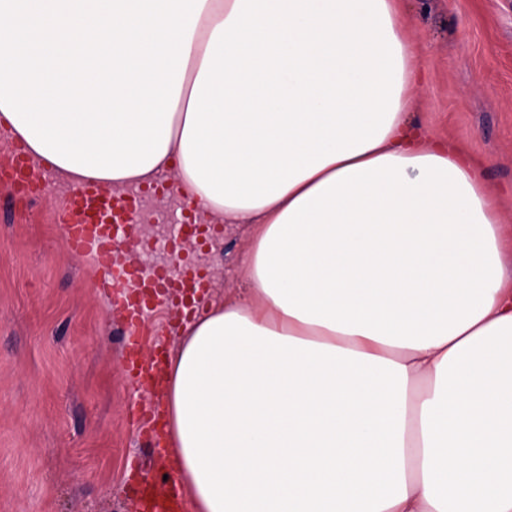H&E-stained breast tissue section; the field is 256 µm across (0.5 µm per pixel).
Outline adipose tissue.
Listing matches in <instances>:
<instances>
[{
    "label": "adipose tissue",
    "mask_w": 512,
    "mask_h": 512,
    "mask_svg": "<svg viewBox=\"0 0 512 512\" xmlns=\"http://www.w3.org/2000/svg\"><path fill=\"white\" fill-rule=\"evenodd\" d=\"M401 0H0V129L69 185L169 176L254 227L187 323L164 446L192 512H512V255L413 121Z\"/></svg>",
    "instance_id": "1"
}]
</instances>
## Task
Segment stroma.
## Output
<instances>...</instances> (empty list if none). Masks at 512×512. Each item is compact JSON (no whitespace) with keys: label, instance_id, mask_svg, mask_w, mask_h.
I'll list each match as a JSON object with an SVG mask.
<instances>
[{"label":"stroma","instance_id":"obj_1","mask_svg":"<svg viewBox=\"0 0 512 512\" xmlns=\"http://www.w3.org/2000/svg\"><path fill=\"white\" fill-rule=\"evenodd\" d=\"M426 75L416 115L434 136L485 161L512 242V0H404ZM27 207L0 181V512H133L132 486L162 482L173 458L142 448L132 412L151 398L127 378L116 325L97 284L99 268L72 256L61 213L69 188L45 172ZM141 221L178 235L174 196L141 198ZM248 224L211 230L199 262L207 301L243 286ZM176 310L147 316L149 343L175 351Z\"/></svg>","mask_w":512,"mask_h":512}]
</instances>
